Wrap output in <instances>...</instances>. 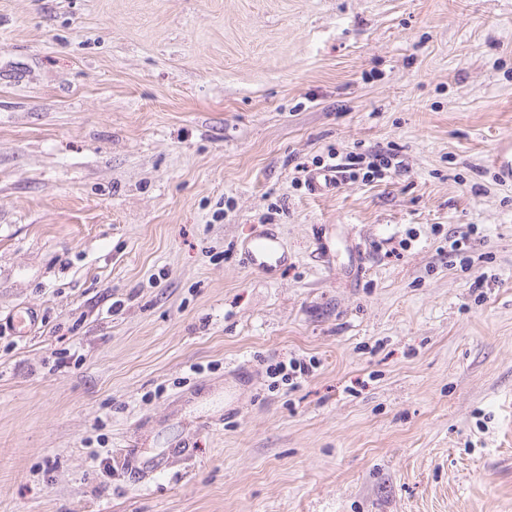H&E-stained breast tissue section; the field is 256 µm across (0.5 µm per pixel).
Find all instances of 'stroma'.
<instances>
[{
  "label": "stroma",
  "instance_id": "obj_1",
  "mask_svg": "<svg viewBox=\"0 0 512 512\" xmlns=\"http://www.w3.org/2000/svg\"><path fill=\"white\" fill-rule=\"evenodd\" d=\"M509 138L512 0H0V512H512ZM376 157H379L378 163L368 165L365 172H362L364 169L362 167L363 157L354 154H348L345 157L346 163H336L334 165L331 164L328 166V168L336 169L337 173L348 172L349 176L354 179L360 178L362 175L361 180L363 182H369L374 180V178H383L385 176L386 170H389L391 167V161L389 158L383 157L381 155H376ZM287 260L279 238L272 233L253 236L244 250L245 265L261 271L275 270Z\"/></svg>",
  "mask_w": 512,
  "mask_h": 512
}]
</instances>
